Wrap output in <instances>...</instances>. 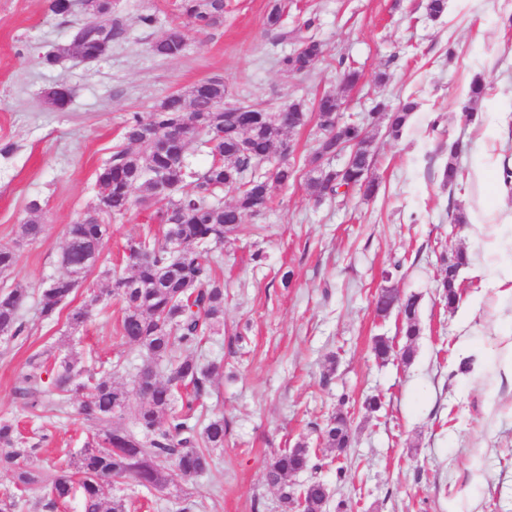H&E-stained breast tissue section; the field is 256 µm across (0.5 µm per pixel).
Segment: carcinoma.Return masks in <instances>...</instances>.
Here are the masks:
<instances>
[{"instance_id":"carcinoma-1","label":"carcinoma","mask_w":512,"mask_h":512,"mask_svg":"<svg viewBox=\"0 0 512 512\" xmlns=\"http://www.w3.org/2000/svg\"><path fill=\"white\" fill-rule=\"evenodd\" d=\"M180 11L204 31L223 18L224 0H181ZM93 16L96 21L74 26L72 37L79 44H94L101 23L109 24L112 39L125 38V23L112 17V0H97ZM266 24L277 38L291 37L302 48L298 55L281 59L283 72L305 73L324 55L320 42L303 35V29L310 28L312 21L289 32L283 29L281 4L272 6ZM185 47V33L174 26L154 44L153 52L173 59L180 57ZM226 97L223 81H205L187 95H169L146 117L132 113L123 128L127 145L117 147L97 173L99 189L107 196V209L95 207L68 226L61 257L69 258L85 274L91 267L82 264V255L101 252L109 237L110 225L105 220L123 217L133 207L149 202L155 206L152 219L163 227V235L159 238L148 231L127 241L125 272L112 279L107 293L121 304L116 334L148 353L147 363L131 383L112 381L110 369L91 372L79 367L77 342L71 338L58 347L51 365L43 355H31L28 370L15 389L23 405L33 413H65L74 399L82 398L78 414L88 422L89 435L80 452L43 473L38 466V449L20 447L14 422L0 419V470L13 472L15 489L33 494L45 508L69 501L78 491L82 495V512H127L125 500L120 498L112 500V507L103 508L104 483L132 478L145 487L161 488L169 471L184 478L211 471L214 451L224 448V417L211 416L201 428L197 417L221 367L215 360L203 361L194 354L206 333L220 330L224 323V285L216 271L217 262L209 258V250L224 247L245 215L262 214L277 190L297 180V170L286 155L268 178L255 175L253 168L283 146L286 132L308 122V113L298 102L286 104L288 112L274 119L268 109L228 106ZM337 107L332 95L317 105L316 123L324 135L314 148L306 189L317 199L336 195L341 186L372 195L377 184L369 178L374 155L371 142L358 124L336 129ZM414 109L415 104L408 102L388 113L393 136L402 133ZM180 124L189 129V137L178 154L166 155L147 145L145 132L165 133ZM200 136L219 161L196 170L188 155L191 143ZM338 140L350 148L347 167L339 179L332 163L318 161L320 154L336 156ZM156 176L168 186L164 195L157 191ZM463 178L464 171L458 167L451 148L443 180L452 187ZM224 188L236 193L227 205L217 199V191ZM39 210L37 203H31V216L19 226L21 239L35 241L42 235ZM171 239L178 240L182 248L170 250ZM468 264L467 252L458 249L448 258L445 275L438 279L440 297L450 309L460 299L459 271ZM74 292L72 282L59 277L42 289L39 301V314L45 319L67 310L66 321L72 335L90 317L88 307L72 305ZM22 303L23 294L16 289L0 293V337L14 338L24 331ZM418 309V296L401 297L391 289L383 291L377 312L403 313L402 334L406 342L398 349L392 340L378 337L373 344L376 358L411 360L413 341L421 331ZM178 351L182 355L177 357ZM133 393L143 400L136 411L135 431L123 423ZM179 398L182 405L178 413L175 404ZM319 438L323 447L345 452L350 444L347 416L342 412L331 416L320 429ZM313 469L311 450L298 443L273 455L265 478L270 486L279 489L283 507L326 512L330 492L325 483L314 478L299 485L291 482V478Z\"/></svg>"}]
</instances>
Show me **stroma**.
<instances>
[{
    "mask_svg": "<svg viewBox=\"0 0 512 512\" xmlns=\"http://www.w3.org/2000/svg\"><path fill=\"white\" fill-rule=\"evenodd\" d=\"M273 1L225 0L223 21L200 32L180 14V0H112L126 40L99 60L69 56L49 66L42 55L69 43L90 15L54 14L49 0H0V246L17 254L0 291L22 290L26 326L20 337L0 340V418L14 421L44 460L84 445L87 425L76 413L34 418L15 389L28 358L67 335L65 315L40 317L41 290L63 272L67 226L94 206L97 172L122 145L128 113L148 114L164 97L214 77L236 104L298 100L310 111L329 93L341 103V120L366 128L377 194L312 198L303 176L317 129L289 133L301 177L277 191L262 215L245 216L225 243L218 270L224 325L199 348L224 363L206 400L207 414L224 417L216 469L189 480L169 476L161 489L112 481L104 498H124L128 512H282L265 466L274 452L302 442L317 456L315 476L351 512H512V377L502 371L512 348V297L467 268L456 309L436 288L445 256L482 254L486 239L474 224L453 223L452 214L472 198L512 208V184L474 178L483 129L512 122V0H447L437 19L426 0H281L284 23L312 20L310 34L326 49L293 77L280 60L296 43L275 41L265 25ZM143 15L153 16L152 26L140 23ZM176 25L185 53L155 55L153 44ZM343 66L359 71L356 85L342 82ZM477 77L488 93L473 103L468 88ZM58 85L72 91L62 109L46 99ZM410 99L417 104L410 126L391 138L385 115L373 108ZM455 144L465 179L450 188L442 169ZM33 201L44 232L29 243L17 231ZM151 215L136 207L113 221L74 294L75 305L91 311L77 335L82 366H112L120 383L146 351L115 335L120 304L98 298L123 273L127 241L159 233ZM384 288L420 299L422 332L411 362L384 364L372 352L377 336L405 344L401 318L380 317L373 307ZM470 355L480 367L461 374ZM372 396L382 402L375 412L363 406ZM340 410L353 433L342 455L323 448L317 431Z\"/></svg>",
    "mask_w": 512,
    "mask_h": 512,
    "instance_id": "1",
    "label": "stroma"
}]
</instances>
